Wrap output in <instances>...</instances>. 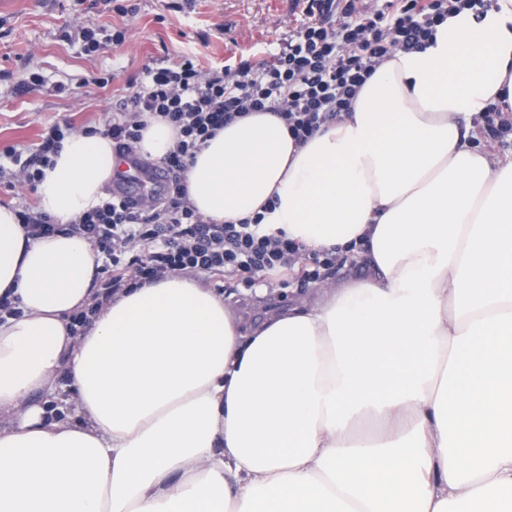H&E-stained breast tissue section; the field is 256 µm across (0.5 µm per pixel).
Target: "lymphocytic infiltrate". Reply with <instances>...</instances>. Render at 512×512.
<instances>
[{
    "label": "lymphocytic infiltrate",
    "mask_w": 512,
    "mask_h": 512,
    "mask_svg": "<svg viewBox=\"0 0 512 512\" xmlns=\"http://www.w3.org/2000/svg\"><path fill=\"white\" fill-rule=\"evenodd\" d=\"M302 19L289 29L275 52L257 60L240 55L233 62L200 69L195 53L178 61L156 60L140 82L130 83L123 101L107 113L104 133L118 157H135L142 138L143 113L163 118L179 138L161 167L167 185L143 196L130 208L114 195L67 225L54 223L36 206L20 202L16 213L31 238L67 232L85 237L102 259L90 303L70 317V333L84 335L92 318L120 292L169 276L228 274L251 289L257 277H279L301 266L302 284L319 282L336 263L335 253H304L286 236L267 235L263 214L237 224H215L188 200L185 173L197 151L217 131L253 112L281 118L295 143H305L322 126L348 111L361 87L397 50L428 45L438 25L460 7H482L486 0H295ZM126 30L105 34L95 24L78 21L60 36L92 55L106 43L120 46ZM71 122L45 127L29 152L7 148L0 154V174L8 190L21 194L35 187L67 134Z\"/></svg>",
    "instance_id": "f902f5d3"
}]
</instances>
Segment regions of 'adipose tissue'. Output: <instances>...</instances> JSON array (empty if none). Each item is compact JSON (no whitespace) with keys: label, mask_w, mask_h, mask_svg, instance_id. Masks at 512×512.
Here are the masks:
<instances>
[{"label":"adipose tissue","mask_w":512,"mask_h":512,"mask_svg":"<svg viewBox=\"0 0 512 512\" xmlns=\"http://www.w3.org/2000/svg\"><path fill=\"white\" fill-rule=\"evenodd\" d=\"M512 112V0L396 52L307 143L255 112L190 163L216 224L264 212L364 277L242 327L203 278L118 295L84 336L99 264L0 206V512H512V160L474 142ZM153 162L178 134L147 116ZM112 140L83 129L36 185L67 224L100 206ZM272 211H265L267 201ZM65 378L74 411L47 420Z\"/></svg>","instance_id":"obj_1"}]
</instances>
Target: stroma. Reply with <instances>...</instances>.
I'll return each mask as SVG.
<instances>
[{"instance_id":"35a3bbf8","label":"stroma","mask_w":512,"mask_h":512,"mask_svg":"<svg viewBox=\"0 0 512 512\" xmlns=\"http://www.w3.org/2000/svg\"><path fill=\"white\" fill-rule=\"evenodd\" d=\"M168 2L140 0L132 18L91 13L94 24L126 28L128 37L122 46L88 57L58 38L72 19L71 0H0V150L35 143L56 121L102 126L113 99L124 94L125 80L138 78L151 59L174 60L192 47L205 68L243 53L268 56L299 14L293 0H194L187 13L168 9ZM202 32L209 36L204 45L197 40ZM111 69L119 71V80L103 88L90 85V78ZM28 71L39 72L43 85L17 91ZM57 84L66 93H53Z\"/></svg>"}]
</instances>
